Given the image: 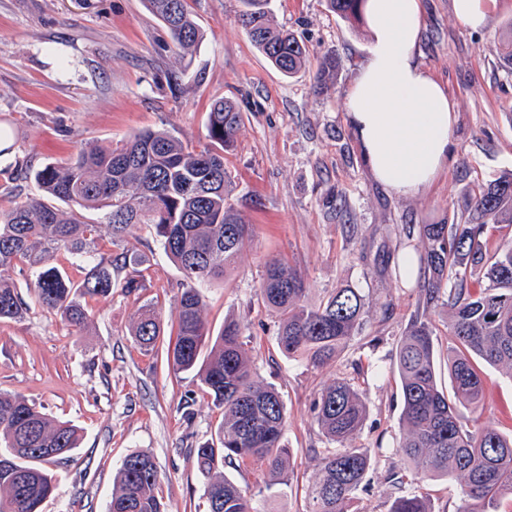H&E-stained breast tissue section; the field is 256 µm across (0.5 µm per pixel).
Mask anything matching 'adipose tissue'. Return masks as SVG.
I'll use <instances>...</instances> for the list:
<instances>
[{
  "instance_id": "obj_1",
  "label": "adipose tissue",
  "mask_w": 512,
  "mask_h": 512,
  "mask_svg": "<svg viewBox=\"0 0 512 512\" xmlns=\"http://www.w3.org/2000/svg\"><path fill=\"white\" fill-rule=\"evenodd\" d=\"M367 52L346 113L375 182L398 196L429 192L454 144L455 104L415 58L422 0H367Z\"/></svg>"
}]
</instances>
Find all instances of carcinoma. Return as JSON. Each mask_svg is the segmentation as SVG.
<instances>
[{"mask_svg": "<svg viewBox=\"0 0 512 512\" xmlns=\"http://www.w3.org/2000/svg\"><path fill=\"white\" fill-rule=\"evenodd\" d=\"M239 21L266 60L292 77L308 62L295 36L273 25L270 0H241ZM147 9L170 32L176 50L188 54L202 33L186 0H145ZM363 0H327L347 21L362 20ZM339 60L318 64L315 88L336 80ZM243 114L230 101L214 102L208 112L209 144L194 150L179 138L143 131L120 145L87 143L66 162L30 168L39 194L0 211V319H18L26 303L7 274L19 264L30 270L39 303L80 327L87 300H106L116 287L113 273L138 264L133 252L112 256L99 248L106 234L116 245L133 224H153L166 255L183 274L177 299V332L168 361L193 371L224 413L217 439L191 449L207 478L209 512H256L252 495L224 476V464L265 465L273 477L290 478V451L284 442L286 408L279 392L255 378L244 348L243 326L224 320L213 334L203 316L202 288L224 275L237 258L247 224L231 200L224 151L233 147ZM59 200L72 205L63 210ZM104 211V223L84 220L80 211ZM461 224H424L423 262L431 278L423 292L426 308L411 316L397 352L402 395L399 453L417 468L418 479L455 475L463 483L456 512H501L512 500V434L480 422L484 378L480 362L512 375V239L490 244L486 226L512 227V172L469 191ZM87 264L73 282L60 255ZM305 279L283 261L270 263L260 288L264 304L278 313L277 345L288 358L302 357L318 367L336 357L364 323L359 292L342 287L316 305L308 303ZM448 306V376L452 396L439 389L434 329L428 311L440 299ZM161 333L154 308L134 314L131 335L144 351ZM206 361H200L203 350ZM470 411L472 423L460 410ZM316 422L335 447L322 458L320 477L306 490V512H351V504L371 466L367 448L350 445L366 416L362 395L346 379L325 387L315 403ZM72 424L49 417L22 395L0 392V512H41L54 486L42 464L71 453L78 445ZM153 457L129 454L114 478L109 512H168L156 493ZM388 512H432L420 490L392 501Z\"/></svg>", "mask_w": 512, "mask_h": 512, "instance_id": "obj_1", "label": "carcinoma"}]
</instances>
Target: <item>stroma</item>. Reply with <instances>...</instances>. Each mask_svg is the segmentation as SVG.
Returning <instances> with one entry per match:
<instances>
[{
    "instance_id": "stroma-1",
    "label": "stroma",
    "mask_w": 512,
    "mask_h": 512,
    "mask_svg": "<svg viewBox=\"0 0 512 512\" xmlns=\"http://www.w3.org/2000/svg\"><path fill=\"white\" fill-rule=\"evenodd\" d=\"M424 4L417 60L456 103L455 143L431 191L402 197L374 182L347 120L345 92L364 58L368 27L341 19L326 0L270 2L275 24L308 50L306 68L291 78L250 40L238 20L240 0H187L203 34L187 56L177 54L144 0H0V209L36 194L35 182L19 172L23 165L61 163L84 144L114 145L146 130L201 146L211 103L226 98L239 106L244 122L224 167L251 232L232 268L204 288V317L215 331L228 317L244 325L258 379L286 406L289 483L224 467L251 491L259 512H304V490L329 446L314 402L339 378L364 398L366 418L352 444L373 455L354 512H387L394 497L417 485L433 512H455L461 503L458 480L416 483L413 463L397 450V348L423 301L422 277L405 278L399 261L422 254V225L461 222L474 183L512 171V70L501 57L512 39V0H498L477 31L458 21L451 0ZM328 54L340 69L335 85L319 93L313 74ZM101 248L115 255L129 249L139 262L116 272L118 288L90 301L79 328L37 303L26 266L10 273L28 310L0 320V392L23 395L80 430L78 448L46 465L55 489L42 512H106L116 470L133 452L153 457L158 493L171 512H207L206 480L190 450L216 438L223 414L194 374L168 362L182 275L154 225H132L124 247L105 240ZM275 260L303 275L310 302L341 286L364 297L362 330L322 367L277 347L278 318L259 295ZM140 277L144 287L126 288ZM147 302L162 328L149 352L130 335L135 311ZM483 376L484 417L511 434L512 376L489 366Z\"/></svg>"
}]
</instances>
